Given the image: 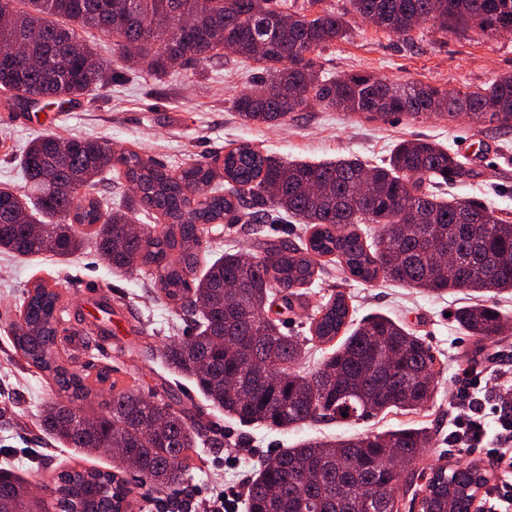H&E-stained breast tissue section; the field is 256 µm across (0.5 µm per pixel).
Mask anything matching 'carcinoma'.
<instances>
[{
    "label": "carcinoma",
    "instance_id": "cac0c4a2",
    "mask_svg": "<svg viewBox=\"0 0 512 512\" xmlns=\"http://www.w3.org/2000/svg\"><path fill=\"white\" fill-rule=\"evenodd\" d=\"M365 22L408 37L418 22L444 31L473 23L493 34L512 28V0H350ZM115 39L123 67L146 66L153 80L221 51L252 60L260 76L232 107L240 119L272 124L318 103L327 109L371 117L428 113L512 128V75L477 91L449 92L423 83H389L375 76H327L313 54L348 31L346 14L324 10L310 17L288 0H0V93L12 112L44 102L72 103L103 86L107 65L82 31ZM21 170L30 192L0 187V251L19 256H70L85 236L100 257L119 270L152 276L169 303L201 307L199 331L166 346L163 358L189 374L202 394L241 422L287 428L320 416L358 421L384 412L415 413L435 393V361L426 340L386 316L351 330L311 374L293 369L303 344L270 318V299L293 309L294 289L313 281L321 259L334 256L349 274L370 283L382 277L431 295L512 292V222L489 206L444 201L433 191L459 173L457 155L425 139H404L387 161L328 163L275 161L249 144L228 151L223 162H197L168 170L134 150L117 152L103 139H62L45 134L31 141ZM123 180L132 194L112 204L108 179ZM141 209L148 220L139 236L127 228ZM239 212L252 224L295 216L312 229L304 248L269 243L260 253L228 249L196 276L202 236L224 216ZM412 212L415 221L405 222ZM377 224L367 242L353 230ZM465 259L448 272V249ZM287 293L280 294V289ZM61 295L40 281L10 324L13 346L57 388L41 411L42 430L91 456L108 448L112 469L70 467L55 482L59 512H126L134 488L118 478L136 458L138 482L162 490L180 482L184 453L203 437L192 412L154 402L131 391H114L100 410L78 405L93 393L89 374L75 366L69 346H87L108 329L92 323L62 326ZM341 296L318 307L309 330L330 342L348 323ZM456 322L470 335H500L503 315L493 306L467 305ZM67 357H62V354ZM432 432L401 428L344 440H312L269 457L249 483L248 512H448V485L485 482L476 463L431 468L426 484L406 501L394 473L414 485L422 449ZM311 471L315 480L294 478ZM47 512L30 482L0 470V512Z\"/></svg>",
    "mask_w": 512,
    "mask_h": 512
}]
</instances>
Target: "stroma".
I'll return each mask as SVG.
<instances>
[{
  "mask_svg": "<svg viewBox=\"0 0 512 512\" xmlns=\"http://www.w3.org/2000/svg\"><path fill=\"white\" fill-rule=\"evenodd\" d=\"M94 42L99 57L117 73L104 88L43 115L34 109L11 112L0 107V187H22L19 158L31 140L47 133L105 139L114 149L136 150L173 170L223 158L242 143L277 161L317 163L356 157L379 165L398 141L423 137L466 157L472 170L469 177L442 186L446 199L472 200L512 218V129L463 115L412 119L393 114L382 120L319 106L290 113L275 125L248 124L233 110L232 101L257 76L255 62L230 53L223 64H198L158 86L146 72L122 73L110 37L98 34ZM317 62L336 75L367 72L394 82L476 91L512 74V34H487L470 23L443 31L426 23L404 38L350 15L346 38L324 47ZM310 234V228L295 219L256 230L243 221L216 224L203 239L199 266L207 268L230 245L257 253L273 242L303 245ZM39 280L55 287L71 313L82 314L89 322L98 318L96 304L101 298L112 304L111 334L93 337L87 350L78 351V365L91 374L107 370L119 389H134L157 400L180 397L206 433V442L189 451L182 483L161 491L139 489L129 498V512H203L212 494L230 486L240 493L233 512H246L249 481L276 451L315 437L344 438L402 424L435 431L432 447L423 452L424 465L481 462L478 453L448 444V423L455 413L452 393L470 368L495 369L499 384L512 383V323L495 340H478L466 335L453 318L458 308L473 303V296H431L383 278L363 283L329 256L281 326L285 334L308 340L299 370L314 372L331 351L330 345L310 339L308 314L341 295L353 323L384 314L426 338L436 357L431 406L415 414H382L356 424L321 418L285 429L243 425L207 401L191 379L165 367L163 347L191 336L195 324L168 303L154 280L112 269L90 240L71 258L0 252V468L27 477L49 502L61 470H106L112 460L106 454L81 456L39 427L40 412L54 398L55 388L15 352L7 324Z\"/></svg>",
  "mask_w": 512,
  "mask_h": 512,
  "instance_id": "obj_1",
  "label": "stroma"
}]
</instances>
